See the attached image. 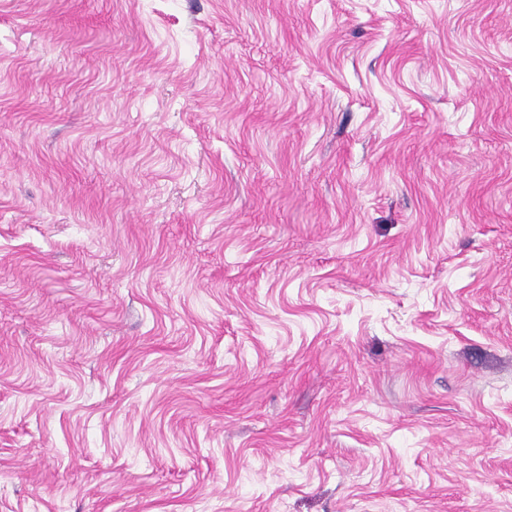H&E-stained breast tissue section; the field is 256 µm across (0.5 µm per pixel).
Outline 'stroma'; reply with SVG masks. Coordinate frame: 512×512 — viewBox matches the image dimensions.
Instances as JSON below:
<instances>
[{"label":"stroma","instance_id":"35a3bbf8","mask_svg":"<svg viewBox=\"0 0 512 512\" xmlns=\"http://www.w3.org/2000/svg\"><path fill=\"white\" fill-rule=\"evenodd\" d=\"M0 512H512V0H0Z\"/></svg>","mask_w":512,"mask_h":512}]
</instances>
